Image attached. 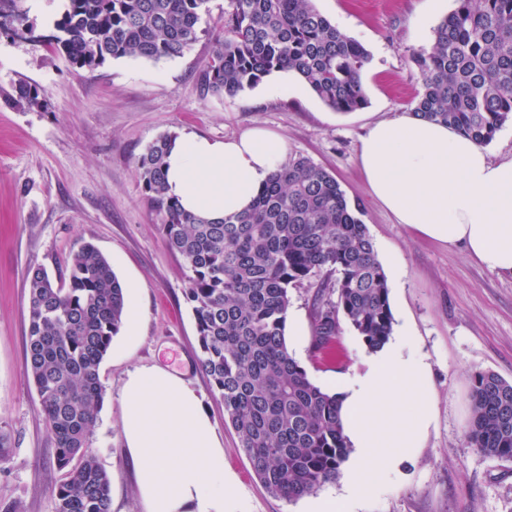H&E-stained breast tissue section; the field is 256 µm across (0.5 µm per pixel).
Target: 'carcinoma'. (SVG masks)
<instances>
[{"instance_id": "carcinoma-1", "label": "carcinoma", "mask_w": 512, "mask_h": 512, "mask_svg": "<svg viewBox=\"0 0 512 512\" xmlns=\"http://www.w3.org/2000/svg\"><path fill=\"white\" fill-rule=\"evenodd\" d=\"M208 0H65L56 50L94 72L109 59L181 57L205 33L209 57L196 88L235 96L273 72L294 73L329 108L368 104L361 74L370 54L313 0H227L220 26L199 28ZM421 77L415 116L451 126L482 145L512 120V0H456L428 50L412 52ZM14 104L47 106L21 84ZM163 135L135 161L147 204L188 272L185 295L196 323L198 364L224 402V420L262 486L292 502L336 480L353 451L339 399L310 379L286 342L290 290L323 273L313 302L312 345L331 354L345 321L371 351L393 332L389 288L360 204L310 158L271 174L243 213L207 219L169 195ZM26 366L54 440L63 478L54 512H111L110 477L90 449L103 399L100 365L124 319L126 288L87 244L66 273L37 267L28 282ZM468 445L512 459V382L474 374Z\"/></svg>"}]
</instances>
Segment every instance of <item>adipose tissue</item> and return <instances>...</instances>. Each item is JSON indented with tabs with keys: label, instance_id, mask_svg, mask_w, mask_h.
<instances>
[{
	"label": "adipose tissue",
	"instance_id": "1",
	"mask_svg": "<svg viewBox=\"0 0 512 512\" xmlns=\"http://www.w3.org/2000/svg\"><path fill=\"white\" fill-rule=\"evenodd\" d=\"M288 144L254 126L224 141L176 138L167 183L188 212L243 211L283 163ZM358 162L370 194L417 237L462 247L489 272L512 275V160L453 127L410 113L374 123ZM431 368L403 329L371 353L339 391L345 434L356 449L346 499H363L397 459L423 447L432 423ZM123 436L146 512H234L235 483L201 398L159 366L123 385Z\"/></svg>",
	"mask_w": 512,
	"mask_h": 512
}]
</instances>
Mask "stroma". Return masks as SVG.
I'll return each mask as SVG.
<instances>
[{
	"mask_svg": "<svg viewBox=\"0 0 512 512\" xmlns=\"http://www.w3.org/2000/svg\"><path fill=\"white\" fill-rule=\"evenodd\" d=\"M63 0H0V428L13 453L0 465V510L53 512L61 480L54 444L25 363L28 271L65 268L95 246L139 308L136 340L120 329L100 365L103 402L90 438L111 480L112 512H145L122 432V387L129 372L163 365L184 373L224 442V468L245 512H305L256 479L224 404L197 363L199 346L185 298L187 272L158 229L134 172L136 158L163 135L221 141L261 125L282 136L289 156L304 155L332 173L359 203L389 287L395 327L409 326L415 350L432 367L434 424L423 448L401 462L355 512H512V459L469 448L471 378L493 372L512 382V276L494 274L462 248L414 236L370 196L358 164L368 126L412 111L421 88L409 60L429 48L455 0H315L316 8L371 55L362 72L368 104L349 113L324 105L304 83L275 97L269 81L233 97H200L196 81L209 54L200 40L183 56L120 58L93 73L73 69L53 48ZM25 15L24 29L12 19ZM22 84L47 93L44 109L11 99ZM312 279L290 291L300 335L287 344L328 392L363 368L369 351L343 327L335 356H313Z\"/></svg>",
	"mask_w": 512,
	"mask_h": 512,
	"instance_id": "stroma-1",
	"label": "stroma"
}]
</instances>
